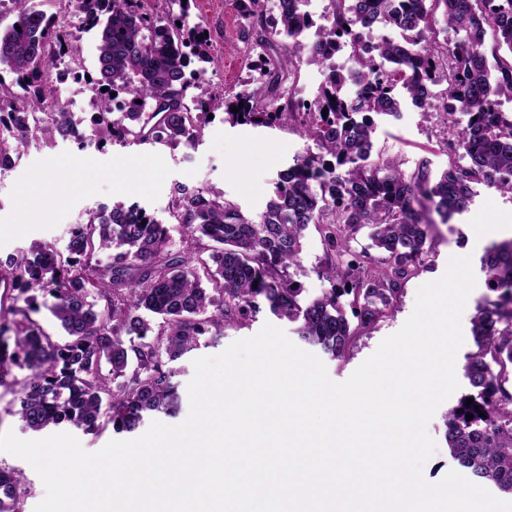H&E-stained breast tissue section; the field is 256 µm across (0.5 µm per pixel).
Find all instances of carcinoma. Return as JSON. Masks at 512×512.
<instances>
[{"label":"carcinoma","mask_w":512,"mask_h":512,"mask_svg":"<svg viewBox=\"0 0 512 512\" xmlns=\"http://www.w3.org/2000/svg\"><path fill=\"white\" fill-rule=\"evenodd\" d=\"M12 2L18 28L0 33V67L22 89H37L21 96L0 82V94L17 101L15 111L0 112V164L31 139L49 146L57 135H76L71 113L52 104L51 73L64 53L78 56L66 15L48 16L34 0ZM67 2L87 9L89 29L99 30L95 84L108 91L99 92L93 134L180 145L198 140L218 110L232 125L251 126L303 112L300 130L319 152L278 174L256 218L212 187L178 190L171 210L183 230L179 251L170 249L166 225L119 206L74 225L66 256L43 244L0 260V280L10 279L14 299L25 303L10 309L21 320L0 322V386H21L16 414L32 431L65 424L99 432L110 424L118 434L132 433L150 416H177L181 396L172 363L201 337L215 345L225 327L249 324L263 302L296 324L301 341L344 358L360 330L397 307L404 284L432 250L434 222L426 211L446 224L469 210L473 185L512 175V116L497 104V97L512 95V0H419L413 10L395 0H331L330 22L318 27L306 0H279L275 16L264 0H244L243 32L262 49L253 67L258 86L231 98L188 96L193 83H204L205 64L215 62L206 26L190 20L193 0H166L162 14L148 0ZM439 9L448 27L463 33L452 47L436 35ZM360 20L396 37L365 54L348 39ZM313 27L317 40H304ZM332 48L349 49L354 66L341 69L309 105L293 103L299 65L322 64ZM442 83L440 111L448 139L460 145L457 160L435 178L426 159L411 174L371 159L372 115L397 114L404 95L429 110L430 87ZM115 91L131 104L117 119ZM233 106L239 111H230ZM310 224L322 226L333 255L322 274L334 287L305 301L287 269L300 266ZM364 228L383 254L378 265L368 252L351 250V236ZM110 248L115 254L102 267L95 256ZM483 265L489 295L471 319L474 350L463 366L468 391L448 411L445 437L453 460L475 481L512 494V240L492 243ZM344 296L352 297L349 313ZM42 306L65 341L33 318ZM144 310L160 321L145 319ZM14 368L28 371L23 382L7 380ZM26 494L20 475L0 468V512H19Z\"/></svg>","instance_id":"carcinoma-1"}]
</instances>
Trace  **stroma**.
I'll return each instance as SVG.
<instances>
[{
	"instance_id": "stroma-1",
	"label": "stroma",
	"mask_w": 512,
	"mask_h": 512,
	"mask_svg": "<svg viewBox=\"0 0 512 512\" xmlns=\"http://www.w3.org/2000/svg\"><path fill=\"white\" fill-rule=\"evenodd\" d=\"M233 2L196 0L191 10L192 16L205 23L218 60L205 78L229 94L249 92L255 87L249 44L242 37L241 25L227 19ZM93 93L92 85L76 79L58 85L54 97L64 111L72 113L79 137H58L49 146L39 140L30 142L21 148L17 164L0 175V258L45 243L65 251L71 228L86 209L134 202L154 212L169 227L171 246L180 249L181 228L170 214L177 188L212 187L223 191L225 198L238 203L246 213L259 215L272 195L278 173L292 165L308 144L292 121L271 127L233 126L225 122L220 112L191 150L182 145L104 140L90 132L88 117L80 110L81 103ZM444 134L439 113L409 106L401 119L386 116L377 120L374 150L404 172H414L425 159L432 173L438 174L450 164L447 151L439 147ZM434 236V251L405 284L395 311L374 328L363 330L345 359H325L331 380H347L384 338L401 329L414 310L419 288L440 278L450 257L468 255L476 285L461 318L466 337L456 363L464 365L466 355L473 349L469 332L474 307L487 292L481 258L490 242L512 237V194L497 187L475 188L469 212L450 223L436 225ZM326 261L321 228L309 225L300 265L294 270L304 287V298L320 296L329 289V282L320 275ZM267 323L277 325L287 336L295 334L293 324L276 318L269 309H261L249 325L226 328L220 345L201 342L198 349L177 360L175 380L180 388H187L193 378L195 359L219 355L233 342L256 335ZM458 400V395H451L427 426L436 444L423 468L428 482H440L456 468L445 439V420Z\"/></svg>"
}]
</instances>
